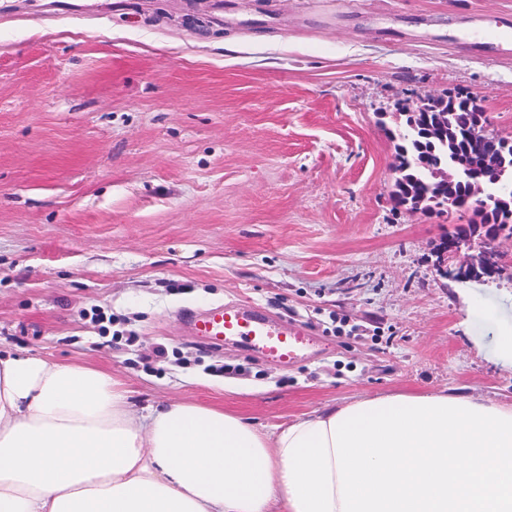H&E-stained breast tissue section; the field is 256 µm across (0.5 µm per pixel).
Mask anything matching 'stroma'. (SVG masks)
Masks as SVG:
<instances>
[{"label": "stroma", "mask_w": 512, "mask_h": 512, "mask_svg": "<svg viewBox=\"0 0 512 512\" xmlns=\"http://www.w3.org/2000/svg\"><path fill=\"white\" fill-rule=\"evenodd\" d=\"M512 0H8L0 350L110 372L134 412L263 431L366 395L512 405V279L457 285L466 211L392 196L395 106L477 95L512 136ZM226 303L311 333L285 365L197 336Z\"/></svg>", "instance_id": "stroma-1"}]
</instances>
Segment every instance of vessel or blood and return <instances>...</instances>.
I'll return each instance as SVG.
<instances>
[{
  "label": "vessel or blood",
  "instance_id": "vessel-or-blood-1",
  "mask_svg": "<svg viewBox=\"0 0 512 512\" xmlns=\"http://www.w3.org/2000/svg\"><path fill=\"white\" fill-rule=\"evenodd\" d=\"M192 322L197 334L213 343L236 337L285 364L298 357L305 336L301 324L285 322L277 327L271 326L262 312L254 307H217L207 314L193 317Z\"/></svg>",
  "mask_w": 512,
  "mask_h": 512
}]
</instances>
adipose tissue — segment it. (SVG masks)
<instances>
[{
    "mask_svg": "<svg viewBox=\"0 0 512 512\" xmlns=\"http://www.w3.org/2000/svg\"><path fill=\"white\" fill-rule=\"evenodd\" d=\"M0 512H512V406L386 392L260 432L0 353Z\"/></svg>",
    "mask_w": 512,
    "mask_h": 512,
    "instance_id": "1",
    "label": "adipose tissue"
}]
</instances>
